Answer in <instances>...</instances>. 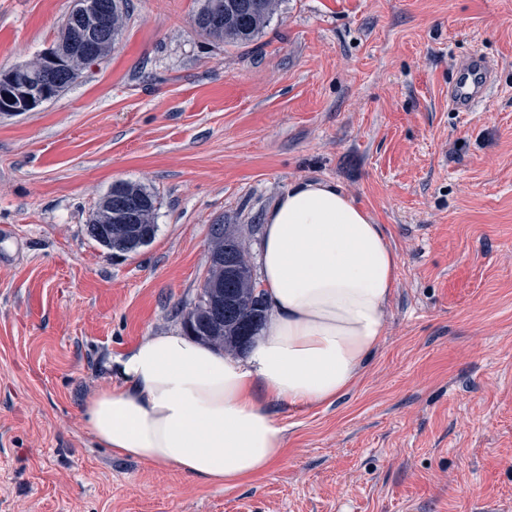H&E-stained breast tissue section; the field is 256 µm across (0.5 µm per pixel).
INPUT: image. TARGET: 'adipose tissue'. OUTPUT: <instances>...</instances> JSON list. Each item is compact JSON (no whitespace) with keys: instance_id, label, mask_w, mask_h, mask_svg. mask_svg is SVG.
Wrapping results in <instances>:
<instances>
[{"instance_id":"adipose-tissue-1","label":"adipose tissue","mask_w":512,"mask_h":512,"mask_svg":"<svg viewBox=\"0 0 512 512\" xmlns=\"http://www.w3.org/2000/svg\"><path fill=\"white\" fill-rule=\"evenodd\" d=\"M398 263L336 182L289 185L264 218L267 322L247 359L144 337L118 361L123 386L88 401L91 436L213 486L265 471L284 449L270 405L330 404L352 386L384 334Z\"/></svg>"}]
</instances>
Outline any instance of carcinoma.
<instances>
[{
    "instance_id": "cac0c4a2",
    "label": "carcinoma",
    "mask_w": 512,
    "mask_h": 512,
    "mask_svg": "<svg viewBox=\"0 0 512 512\" xmlns=\"http://www.w3.org/2000/svg\"><path fill=\"white\" fill-rule=\"evenodd\" d=\"M113 2L112 37L117 38L127 0ZM273 6L274 0H202L192 22L200 34L215 41L248 47L267 27ZM110 191L112 215L96 212L87 232L112 252L135 253L155 237L156 198L145 187L128 182H116ZM206 281L211 287L202 289L183 329L204 344L236 354L258 334L267 313L245 237L233 224L212 225Z\"/></svg>"
}]
</instances>
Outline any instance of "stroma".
I'll list each match as a JSON object with an SVG mask.
<instances>
[{"label": "stroma", "mask_w": 512, "mask_h": 512, "mask_svg": "<svg viewBox=\"0 0 512 512\" xmlns=\"http://www.w3.org/2000/svg\"><path fill=\"white\" fill-rule=\"evenodd\" d=\"M201 0H129L114 49L0 114V512H480L512 506V0H277L257 41ZM73 0H0V71L56 43ZM497 65L470 115L455 58ZM339 184L399 257L385 333L331 404L272 411L282 457L232 488L116 454L87 400L179 331L210 228L288 185ZM156 197L152 242L88 234L114 182Z\"/></svg>", "instance_id": "1"}]
</instances>
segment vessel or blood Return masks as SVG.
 <instances>
[{
  "mask_svg": "<svg viewBox=\"0 0 512 512\" xmlns=\"http://www.w3.org/2000/svg\"><path fill=\"white\" fill-rule=\"evenodd\" d=\"M496 65L490 58L472 53L456 60L448 86V107L454 112H473L494 85Z\"/></svg>",
  "mask_w": 512,
  "mask_h": 512,
  "instance_id": "obj_1",
  "label": "vessel or blood"
}]
</instances>
